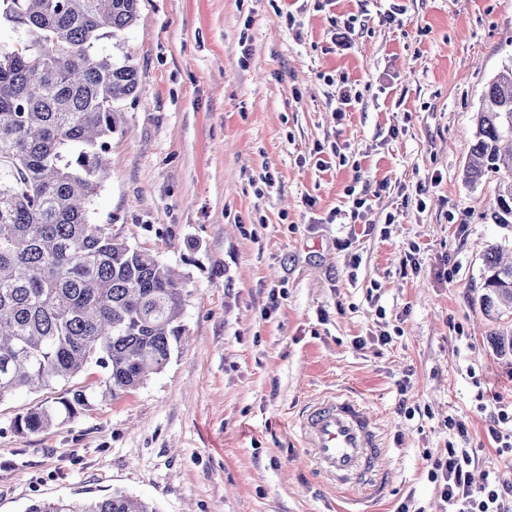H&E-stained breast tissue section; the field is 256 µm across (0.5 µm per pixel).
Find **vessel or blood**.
<instances>
[{
  "mask_svg": "<svg viewBox=\"0 0 512 512\" xmlns=\"http://www.w3.org/2000/svg\"><path fill=\"white\" fill-rule=\"evenodd\" d=\"M378 430L375 416L363 404L336 394L318 399L300 423L317 469L350 491L381 471L384 451Z\"/></svg>",
  "mask_w": 512,
  "mask_h": 512,
  "instance_id": "vessel-or-blood-1",
  "label": "vessel or blood"
}]
</instances>
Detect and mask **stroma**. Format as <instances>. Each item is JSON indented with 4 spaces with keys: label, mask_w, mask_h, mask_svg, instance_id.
<instances>
[{
    "label": "stroma",
    "mask_w": 512,
    "mask_h": 512,
    "mask_svg": "<svg viewBox=\"0 0 512 512\" xmlns=\"http://www.w3.org/2000/svg\"><path fill=\"white\" fill-rule=\"evenodd\" d=\"M98 48L131 58L138 91L90 221L179 271L185 341L116 399L93 365L1 399L0 512L115 492L159 512H341L299 429L329 392L380 423L373 512H445L431 470L451 446L512 478L489 434L512 436V357L490 339L512 318L479 303L485 247L512 232L483 219L495 180L463 175L512 61V0H140ZM346 87L361 99L340 113ZM77 389V416L13 430Z\"/></svg>",
    "instance_id": "1"
}]
</instances>
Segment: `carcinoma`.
<instances>
[{
  "label": "carcinoma",
  "mask_w": 512,
  "mask_h": 512,
  "mask_svg": "<svg viewBox=\"0 0 512 512\" xmlns=\"http://www.w3.org/2000/svg\"><path fill=\"white\" fill-rule=\"evenodd\" d=\"M140 0H0V25L23 30L0 43V400L105 370L118 398L162 370L184 336L183 282L156 256L89 222L108 176L118 103L133 96L137 68L96 48L135 21ZM497 180L488 224L512 229V62L488 83L464 170ZM480 297L485 314L512 313V261L488 245ZM76 390L15 420L36 432L87 405ZM26 512H156L114 493L83 504L37 501Z\"/></svg>",
  "instance_id": "carcinoma-1"
}]
</instances>
